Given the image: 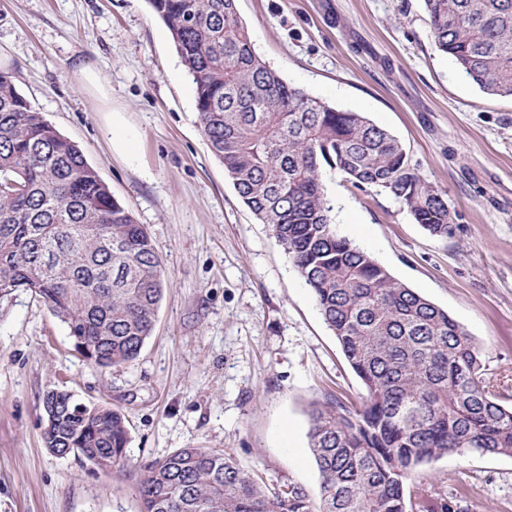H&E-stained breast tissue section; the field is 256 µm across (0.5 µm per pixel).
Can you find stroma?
<instances>
[{
	"instance_id": "35a3bbf8",
	"label": "stroma",
	"mask_w": 512,
	"mask_h": 512,
	"mask_svg": "<svg viewBox=\"0 0 512 512\" xmlns=\"http://www.w3.org/2000/svg\"><path fill=\"white\" fill-rule=\"evenodd\" d=\"M237 8L257 56L288 85L364 113L445 194L455 230L437 237L393 196L322 170L337 233L463 326L498 402L512 407V98L482 93L436 49L422 0ZM0 71L148 229L165 284L151 338L109 368L80 354L30 295L0 305V512H139L140 474L182 448L227 452L318 504L309 411L361 405L366 389L208 148L195 86L147 0H0ZM116 121L134 152L113 145ZM50 389L125 416L123 466L45 447ZM421 495L512 512V456L434 459L405 482L406 498Z\"/></svg>"
}]
</instances>
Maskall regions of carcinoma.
Wrapping results in <instances>:
<instances>
[{"label":"carcinoma","instance_id":"obj_1","mask_svg":"<svg viewBox=\"0 0 512 512\" xmlns=\"http://www.w3.org/2000/svg\"><path fill=\"white\" fill-rule=\"evenodd\" d=\"M237 0H148L196 89L201 131L246 206L312 291L367 396L355 410L316 406L309 444L320 474L313 509L297 485L270 487L222 450L182 448L146 467L140 512H407L404 483L450 452L512 456V408L483 378L472 336L337 234L320 166L357 189L403 201L432 235L453 233L443 194L412 170L400 141L360 112L289 86L256 55ZM437 49L471 84L512 97V0H423ZM163 264L143 225L78 145L0 71V303L43 302L101 368L135 360L152 335ZM43 434L58 456L126 457L124 416L78 410L48 390Z\"/></svg>","mask_w":512,"mask_h":512}]
</instances>
